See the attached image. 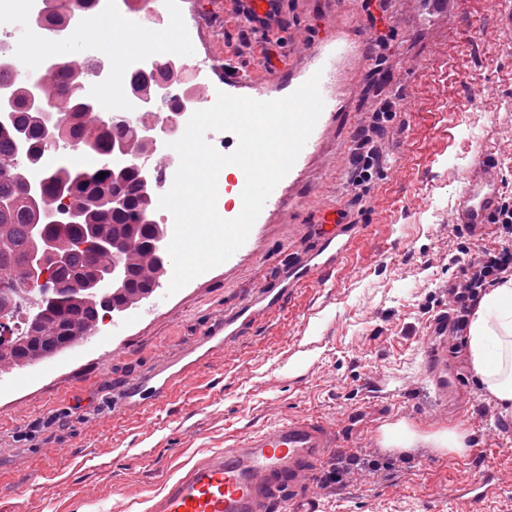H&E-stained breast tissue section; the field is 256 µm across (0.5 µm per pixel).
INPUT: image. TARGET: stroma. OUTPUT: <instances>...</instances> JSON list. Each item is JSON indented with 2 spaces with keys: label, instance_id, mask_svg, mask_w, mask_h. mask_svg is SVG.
I'll return each instance as SVG.
<instances>
[{
  "label": "stroma",
  "instance_id": "stroma-1",
  "mask_svg": "<svg viewBox=\"0 0 512 512\" xmlns=\"http://www.w3.org/2000/svg\"><path fill=\"white\" fill-rule=\"evenodd\" d=\"M210 14L217 54L274 74L263 50L285 61L328 39L336 23L368 28L361 0H286L282 30L243 35L236 0H195ZM512 0H465L423 23L416 0H387L390 46L380 65L403 120L382 150L390 161L355 201L345 178L357 127L375 102L374 74L352 76L353 99L324 151L270 223L229 264L193 279L108 335L27 367L0 391V512H145L148 498L226 438L312 414L334 425L341 455L359 469L317 478L306 492L325 512H456L439 493L494 465L501 496L481 512H512V411L466 375L463 406L447 420L471 432L463 455L420 443L386 452L379 430L403 420L437 431L439 408L420 346L443 287L461 275L448 257L454 200L476 154L494 157L512 197V36L497 27ZM347 209L362 229L341 272L311 275L270 321L207 364L148 411L120 406L122 388L162 370L203 340L224 311L255 288H280L290 261L317 248Z\"/></svg>",
  "mask_w": 512,
  "mask_h": 512
}]
</instances>
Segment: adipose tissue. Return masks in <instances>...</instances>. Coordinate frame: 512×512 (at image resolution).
<instances>
[{"mask_svg":"<svg viewBox=\"0 0 512 512\" xmlns=\"http://www.w3.org/2000/svg\"><path fill=\"white\" fill-rule=\"evenodd\" d=\"M471 369L480 386L503 406L512 408V280L490 289L478 303L465 338ZM384 446L411 448L425 442L438 452L462 454L469 431L461 426L425 433L396 421L382 429Z\"/></svg>","mask_w":512,"mask_h":512,"instance_id":"1","label":"adipose tissue"}]
</instances>
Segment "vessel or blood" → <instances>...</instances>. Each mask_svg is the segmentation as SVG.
Instances as JSON below:
<instances>
[{"label": "vessel or blood", "instance_id": "obj_1", "mask_svg": "<svg viewBox=\"0 0 512 512\" xmlns=\"http://www.w3.org/2000/svg\"><path fill=\"white\" fill-rule=\"evenodd\" d=\"M240 4L244 28L257 33L281 18L285 0H240ZM370 64L367 36L353 39L341 29L329 40L311 44L301 62L289 65L288 84L280 89L272 84H251L248 69L238 63L225 64V93L262 101L288 96L313 74L321 76L323 111L283 184L276 186L268 198L259 223H269L287 205L285 186L299 181L306 166L319 155L334 117L346 111L348 71H365ZM501 200L502 177L497 162L478 157L457 195L451 221L465 228L471 237H483ZM354 238L351 232L325 238L315 252L289 266V285L306 282L315 272L328 277L338 271L352 250ZM283 295V289L268 288L258 298L247 300L208 333L206 343L221 347L236 341L260 315L277 309ZM454 320L451 308H438L428 323L423 348L426 375L437 403L443 407L464 392L461 373L448 362V338ZM203 358L200 351H190L175 371L127 385L124 403L140 405L147 399L166 398ZM338 447V433L322 418L302 415L286 419L267 430L235 437L224 450L212 452L179 476L167 479L148 512H279L284 506L290 512H323L319 500L305 495L301 487L317 476ZM492 480V469H485L475 482L449 487L448 497L458 512H468L470 505L488 498Z\"/></svg>", "mask_w": 512, "mask_h": 512}]
</instances>
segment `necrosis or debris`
I'll return each mask as SVG.
<instances>
[{
	"instance_id": "necrosis-or-debris-1",
	"label": "necrosis or debris",
	"mask_w": 512,
	"mask_h": 512,
	"mask_svg": "<svg viewBox=\"0 0 512 512\" xmlns=\"http://www.w3.org/2000/svg\"><path fill=\"white\" fill-rule=\"evenodd\" d=\"M190 8L189 0H164L159 9L137 8L134 0H76L73 7L62 10L54 9L53 0H0V62L11 65L18 60L20 40L67 38L96 31L106 18L124 20L128 46L114 60L100 44L89 45L83 58L82 89L98 101L107 125L139 137L145 128L164 121L181 134L193 112L212 106L224 88V72L209 47V29L198 23L183 27L177 45L163 53L145 35L170 27ZM19 22L25 25L21 34L15 29ZM140 74L151 76L165 93L154 107L144 106L131 88L132 78ZM79 155L73 142L62 137L42 147L35 160L28 149L17 150L12 164L35 188L56 169L74 165ZM117 162L135 171H149L152 194L157 197L170 189L179 157L174 150L160 153L149 147L118 157Z\"/></svg>"
}]
</instances>
